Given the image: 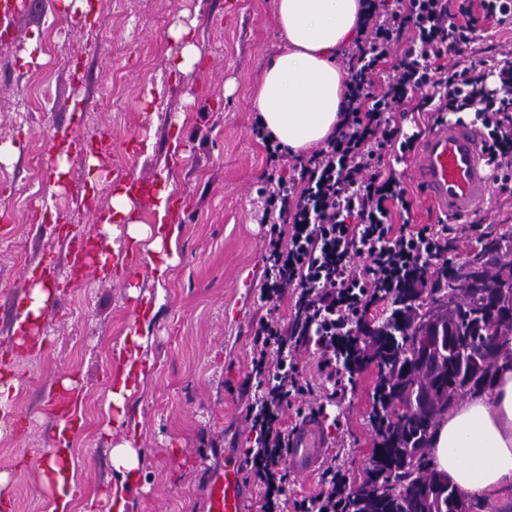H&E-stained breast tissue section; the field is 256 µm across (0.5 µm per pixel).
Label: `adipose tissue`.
<instances>
[{
	"mask_svg": "<svg viewBox=\"0 0 512 512\" xmlns=\"http://www.w3.org/2000/svg\"><path fill=\"white\" fill-rule=\"evenodd\" d=\"M363 0H275L287 46L272 57L254 100L258 122L273 143L300 152L333 136L343 117L345 74L336 64L341 49L360 30ZM169 185L157 188L153 221L141 218L134 186L116 189L104 232L123 224L131 246L148 242L162 252L174 232L168 222ZM147 369L137 353L118 352L111 400L124 407ZM490 393L470 395L440 418L432 438L433 463L459 494L484 499L512 489V360H500ZM67 449L46 450L44 479L52 485L54 512H68L72 478L60 462ZM118 475L111 499L113 512H125L129 491L139 482V454L127 441L112 450Z\"/></svg>",
	"mask_w": 512,
	"mask_h": 512,
	"instance_id": "adipose-tissue-1",
	"label": "adipose tissue"
}]
</instances>
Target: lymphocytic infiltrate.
<instances>
[{"label": "lymphocytic infiltrate", "mask_w": 512, "mask_h": 512, "mask_svg": "<svg viewBox=\"0 0 512 512\" xmlns=\"http://www.w3.org/2000/svg\"><path fill=\"white\" fill-rule=\"evenodd\" d=\"M482 19L512 23V0H478L477 7L456 12L448 0H396L391 13L370 11L362 40L347 54L345 127L300 157L297 175L277 182L269 194L264 217L271 239L260 296L267 301L292 290L296 319L288 329L264 320L257 331L252 373L258 392L249 407L246 456L260 512H281L288 503L294 512H344L349 498L347 472L332 462L319 493L287 499L281 414L310 392L285 354L288 342L315 344L328 401L343 397L354 383V325L386 296L415 286L419 268L447 255L450 225H395L390 218L392 208L410 210L396 178L382 173L419 138L402 125L409 94L420 93L422 107L438 114L473 111L485 131L493 182L499 192L512 190V56H466ZM450 52L462 60L447 68L442 60ZM378 75L381 92L375 89ZM271 345L277 352L272 362Z\"/></svg>", "instance_id": "obj_1"}]
</instances>
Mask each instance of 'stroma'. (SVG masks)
Masks as SVG:
<instances>
[{"instance_id":"35a3bbf8","label":"stroma","mask_w":512,"mask_h":512,"mask_svg":"<svg viewBox=\"0 0 512 512\" xmlns=\"http://www.w3.org/2000/svg\"><path fill=\"white\" fill-rule=\"evenodd\" d=\"M26 2L11 37L0 39V147L10 150L0 160V363L17 381L0 413V455L10 458L0 466L11 480L7 512H49L41 469L60 419L47 408L66 378L80 396L67 431L70 512L89 503L111 512V450L133 434L105 414L111 362L144 307L153 311L143 350L153 367L126 405L127 419L138 424L140 456L126 512H207L209 477L223 470L225 449L246 447L249 437L257 392L251 360L268 309L260 289L270 231L261 219L269 190L293 163L271 155L254 132L253 93L286 44L273 0H99L91 25L63 5ZM192 20L201 57L181 73L168 60L169 30ZM48 36L51 53L22 64L30 42ZM104 133L112 136L107 170L96 171L85 152L59 159L65 136L92 143ZM391 168L412 204L411 223H439L416 188L411 156ZM165 177L180 196L166 283L153 276L156 254L130 249L122 234L112 243L132 253V267L113 260L91 274L74 272L68 242L102 238L96 217L111 211L115 188ZM469 223L448 245L450 262L512 233V196L494 194L488 212ZM47 268L57 286L42 328L20 343L15 326ZM297 357L313 393L285 411L288 426L318 408L325 393L315 346L299 347ZM376 382L374 367L356 372L352 390L328 405L323 422L355 489L378 441Z\"/></svg>"}]
</instances>
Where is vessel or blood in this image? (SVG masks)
Returning <instances> with one entry per match:
<instances>
[{
	"mask_svg": "<svg viewBox=\"0 0 512 512\" xmlns=\"http://www.w3.org/2000/svg\"><path fill=\"white\" fill-rule=\"evenodd\" d=\"M414 159L424 196L445 216L459 220L486 212L493 187L487 155L476 130L449 121L435 126ZM328 446L320 416H302L288 437L285 457L289 470L296 474L311 472ZM205 496L209 512H248L241 452L225 450L224 469L211 476Z\"/></svg>",
	"mask_w": 512,
	"mask_h": 512,
	"instance_id": "1",
	"label": "vessel or blood"
}]
</instances>
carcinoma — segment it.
Listing matches in <instances>:
<instances>
[{"mask_svg": "<svg viewBox=\"0 0 512 512\" xmlns=\"http://www.w3.org/2000/svg\"><path fill=\"white\" fill-rule=\"evenodd\" d=\"M504 249L512 252V237L482 244L474 258ZM478 276L491 285L512 282V263L496 267L492 274L483 268ZM443 278L442 295L434 299L435 310L424 303L416 288L409 300L401 291L394 294L390 315L375 327L382 344L368 342L354 360L355 369L360 370L367 351L377 354L376 405L384 411L368 480L354 494L355 512H468L448 478L428 467L424 450L437 421L457 397L481 394L493 386V367L476 356L493 336L498 337L499 355H507L512 323L488 327L489 321L479 316L483 296L467 286L461 266L448 265ZM413 327H425L438 336L429 362H420L408 337ZM423 396L437 404V411L410 410Z\"/></svg>", "mask_w": 512, "mask_h": 512, "instance_id": "carcinoma-1", "label": "carcinoma"}]
</instances>
